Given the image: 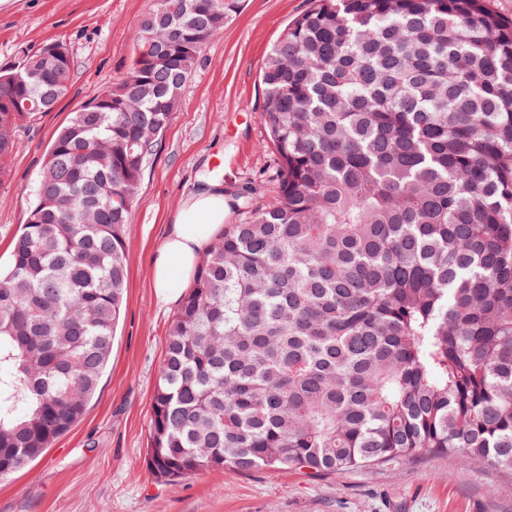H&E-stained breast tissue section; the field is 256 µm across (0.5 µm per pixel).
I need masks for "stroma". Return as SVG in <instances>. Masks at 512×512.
I'll use <instances>...</instances> for the list:
<instances>
[{
    "label": "stroma",
    "mask_w": 512,
    "mask_h": 512,
    "mask_svg": "<svg viewBox=\"0 0 512 512\" xmlns=\"http://www.w3.org/2000/svg\"><path fill=\"white\" fill-rule=\"evenodd\" d=\"M152 0H7L0 5V70L24 53L66 42L72 91L19 132L0 183V268L25 223L44 157L72 112L125 73L133 34ZM311 0H242L203 47L180 104L143 172L126 232L128 285L110 364L83 418L42 457L0 478V512H512V473L454 454H426L312 478L298 470L207 471L170 484L147 468L151 403L177 304L160 305L153 258L203 173L226 189L273 200L275 155L259 114L261 65Z\"/></svg>",
    "instance_id": "stroma-1"
}]
</instances>
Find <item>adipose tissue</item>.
I'll list each match as a JSON object with an SVG mask.
<instances>
[{
  "instance_id": "1",
  "label": "adipose tissue",
  "mask_w": 512,
  "mask_h": 512,
  "mask_svg": "<svg viewBox=\"0 0 512 512\" xmlns=\"http://www.w3.org/2000/svg\"><path fill=\"white\" fill-rule=\"evenodd\" d=\"M233 201L218 180L206 182L184 201L153 261L152 281L160 303L182 297L211 233L222 229L224 211Z\"/></svg>"
}]
</instances>
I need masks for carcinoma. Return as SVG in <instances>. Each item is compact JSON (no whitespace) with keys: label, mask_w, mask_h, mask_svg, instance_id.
I'll return each instance as SVG.
<instances>
[{"label":"carcinoma","mask_w":512,"mask_h":512,"mask_svg":"<svg viewBox=\"0 0 512 512\" xmlns=\"http://www.w3.org/2000/svg\"><path fill=\"white\" fill-rule=\"evenodd\" d=\"M238 0H153L57 134L0 271V477L81 419L126 293L145 163ZM0 72V182L73 60ZM277 195L203 254L152 398L158 482L427 453L512 472V21L485 0H313L262 66Z\"/></svg>","instance_id":"1"}]
</instances>
